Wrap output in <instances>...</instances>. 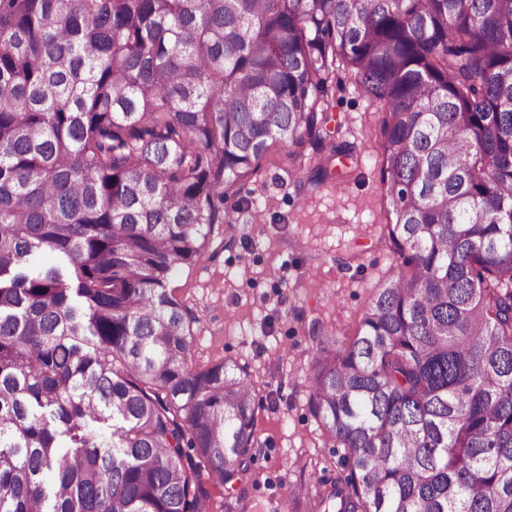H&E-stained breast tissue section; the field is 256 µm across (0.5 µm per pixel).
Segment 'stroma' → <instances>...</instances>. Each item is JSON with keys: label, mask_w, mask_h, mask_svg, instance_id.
<instances>
[{"label": "stroma", "mask_w": 512, "mask_h": 512, "mask_svg": "<svg viewBox=\"0 0 512 512\" xmlns=\"http://www.w3.org/2000/svg\"><path fill=\"white\" fill-rule=\"evenodd\" d=\"M330 95L336 138L352 147L333 159L332 177L311 186L290 176L288 156L270 150L224 204L234 242L169 281L200 320L195 362L246 363L263 398L253 462L233 491L205 482L209 512H309L306 487L342 472L310 407V330L354 336L392 256L380 112L344 69Z\"/></svg>", "instance_id": "35a3bbf8"}]
</instances>
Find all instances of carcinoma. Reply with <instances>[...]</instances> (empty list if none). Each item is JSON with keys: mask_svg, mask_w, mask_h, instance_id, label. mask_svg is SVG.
Wrapping results in <instances>:
<instances>
[{"mask_svg": "<svg viewBox=\"0 0 512 512\" xmlns=\"http://www.w3.org/2000/svg\"><path fill=\"white\" fill-rule=\"evenodd\" d=\"M338 63L382 114L396 266L317 336L349 473L311 512H512V0H0V512L243 480L256 384L194 362L168 280L272 145L329 178Z\"/></svg>", "mask_w": 512, "mask_h": 512, "instance_id": "1", "label": "carcinoma"}]
</instances>
